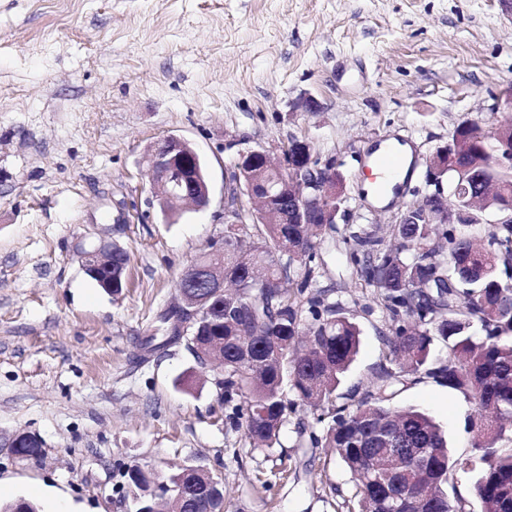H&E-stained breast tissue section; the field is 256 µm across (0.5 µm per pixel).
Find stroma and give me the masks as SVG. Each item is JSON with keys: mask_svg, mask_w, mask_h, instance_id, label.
<instances>
[{"mask_svg": "<svg viewBox=\"0 0 512 512\" xmlns=\"http://www.w3.org/2000/svg\"><path fill=\"white\" fill-rule=\"evenodd\" d=\"M512 8L503 0H0V432L30 431L41 454L0 447V487L39 512H133L117 463L201 464L224 512H351L356 488L325 448L299 447V407L274 447L252 449L181 346L140 355L181 271L223 232L215 221L239 150L307 140L347 178L351 223L419 202L426 161L455 128L512 120ZM314 98L306 112L298 103ZM203 161L210 204L166 219L147 156L166 138ZM408 145L403 196L373 204L368 153ZM128 253L120 294L87 276L83 251ZM322 283L340 285L360 328L337 390L361 398L385 349V316L356 286L341 237L318 242ZM194 377L192 391L183 379ZM401 406L428 412L455 458L472 454L473 406L430 379Z\"/></svg>", "mask_w": 512, "mask_h": 512, "instance_id": "obj_1", "label": "stroma"}]
</instances>
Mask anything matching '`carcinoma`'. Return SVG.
<instances>
[{
    "instance_id": "1",
    "label": "carcinoma",
    "mask_w": 512,
    "mask_h": 512,
    "mask_svg": "<svg viewBox=\"0 0 512 512\" xmlns=\"http://www.w3.org/2000/svg\"><path fill=\"white\" fill-rule=\"evenodd\" d=\"M452 142L466 147L472 170L448 162V203L471 215L469 224H428L422 212L407 224L341 229L336 224H226L224 273L233 276L239 305L224 310L206 335L224 339L220 401L231 407L224 422L243 430L255 449L279 443L288 415L300 405L313 411L316 433L301 429L299 445L329 448L348 468L356 486L357 512H512V224H486L479 243L470 234L483 211L469 192L484 166L512 198V127L486 131L462 126ZM239 190L231 206L246 210L248 186L276 191L279 173L260 156L239 168ZM333 233L350 246L359 280L373 290L388 324L386 351L364 396L336 404V391L354 360L359 329L348 316L337 287L320 285L316 239ZM173 310L165 307L148 337L160 347L184 344L192 355L196 336L168 337ZM442 343L447 355L433 354ZM254 348L256 364L239 355ZM432 378L472 401V456L453 458L442 431L424 411L395 399L420 380ZM296 399L286 397V390ZM392 447L426 452L398 469H377L372 458L391 462L378 435ZM471 473L469 496L448 494L457 469ZM156 494L125 482L132 499H161L169 488L189 482L179 469L162 478Z\"/></svg>"
}]
</instances>
